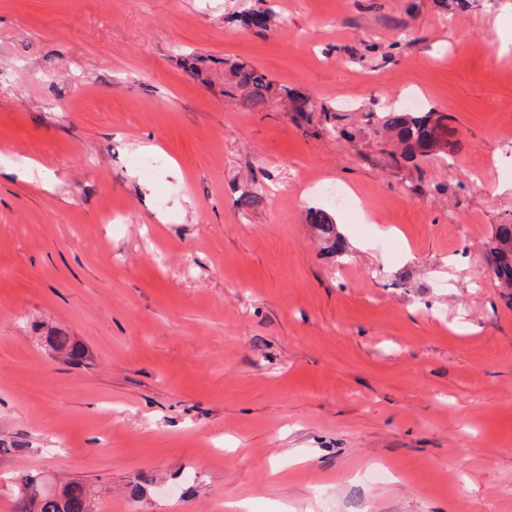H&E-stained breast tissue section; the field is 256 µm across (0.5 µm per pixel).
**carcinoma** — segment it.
<instances>
[{
    "label": "carcinoma",
    "mask_w": 512,
    "mask_h": 512,
    "mask_svg": "<svg viewBox=\"0 0 512 512\" xmlns=\"http://www.w3.org/2000/svg\"><path fill=\"white\" fill-rule=\"evenodd\" d=\"M224 95L235 98L245 96L250 108L264 109L269 98L278 92L288 100L294 112L320 111L326 123L325 131L341 138L352 137L344 123L345 117L333 107H315L299 92L287 87L277 88L266 73L243 63L232 62L227 67ZM366 123L375 127V133L385 132L401 146L400 157L414 159L429 156L440 148L438 137L449 116L429 109L423 112H408L398 108L375 118V113H365ZM310 223L324 233L333 232L331 216L323 209L310 212ZM487 251L488 265L493 268L495 278L504 289V297L512 302V223L495 227ZM48 343L67 356L72 364H79L85 357L84 350L62 335L47 337ZM13 512H94L92 490L87 485L70 480L59 488L50 489L48 484L35 475L21 473L18 478Z\"/></svg>",
    "instance_id": "obj_1"
}]
</instances>
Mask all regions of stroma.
Masks as SVG:
<instances>
[{"instance_id": "35a3bbf8", "label": "stroma", "mask_w": 512, "mask_h": 512, "mask_svg": "<svg viewBox=\"0 0 512 512\" xmlns=\"http://www.w3.org/2000/svg\"><path fill=\"white\" fill-rule=\"evenodd\" d=\"M414 97L462 147L397 167L362 114ZM510 130L512 0H0V512L23 471L95 512H512ZM228 67L227 79L224 81V95L235 98L240 94L245 96L250 108L264 109L272 93H281L288 100L293 112H322L326 123L325 131L332 136L351 138L352 132L344 123L345 117L336 112V108L325 105L317 109L310 104L299 92L288 87L277 88L266 73L243 63L226 62ZM274 89V90H273ZM485 246L489 248V251L486 250L488 265L493 268L494 277L504 289L505 299L512 302V223L496 225Z\"/></svg>"}]
</instances>
